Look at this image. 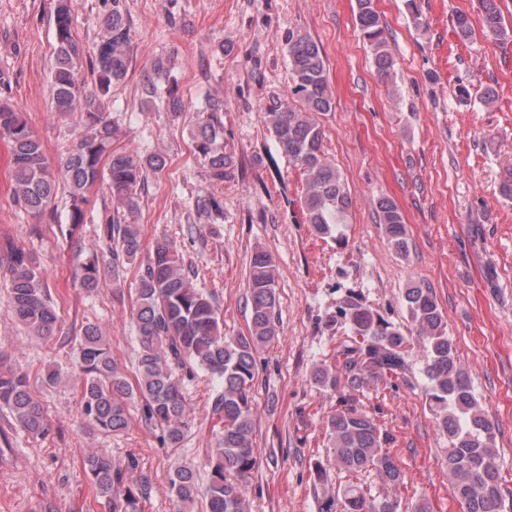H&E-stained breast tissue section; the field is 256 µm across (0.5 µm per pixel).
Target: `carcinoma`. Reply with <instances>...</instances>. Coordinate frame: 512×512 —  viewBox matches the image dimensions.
<instances>
[{
    "label": "carcinoma",
    "mask_w": 512,
    "mask_h": 512,
    "mask_svg": "<svg viewBox=\"0 0 512 512\" xmlns=\"http://www.w3.org/2000/svg\"><path fill=\"white\" fill-rule=\"evenodd\" d=\"M481 3L482 34L499 41L511 38L512 30L504 22L498 0ZM72 12V0H56L49 81L54 110L75 114L87 129L82 138L62 151V169L68 183V232L85 223L87 194L94 185L104 184L122 207L103 218V240L115 276L142 253L137 224L138 189L149 176L165 169L166 159L156 154L143 156L112 150L115 130L106 116V104L112 98V89L127 76L131 46V29L121 0H112V8L102 20L100 40L90 52L77 38ZM355 23L378 72L393 78L395 60L374 0H356ZM287 56L291 79L288 95L269 100L261 119L288 163L303 171L306 222L317 234L331 236L340 225L348 223L351 197L342 173L323 147L325 134L318 116L331 111L334 103L326 64L320 47L301 31L288 34ZM86 58L92 76L88 89L81 79ZM144 84L174 116L185 111L178 82L164 61L154 63L144 76ZM0 137L11 148L15 201L35 217L48 214L56 218L51 204L57 196L58 183L44 146L26 119L2 101ZM192 148L210 180L222 183L233 172L234 154L224 146V101L211 99L199 112ZM196 207L217 219L224 218L221 203L213 197L197 201ZM376 212L395 250L407 254L409 241L397 203L383 197L377 201ZM0 252L4 256L0 259V273L9 279L10 303L16 317L32 335H51L59 315L39 267L27 251L9 242L0 246ZM181 265L169 241L158 240L136 281L135 382H130L115 365L98 325L88 323L82 327L78 343L83 374L81 412L96 427L118 434L128 426L129 403L140 400L145 421L160 427L165 440L175 447L188 428L186 400L177 372L184 370L191 375L199 369L220 378L223 385L211 400L212 415L220 428L206 485L199 487L196 471L181 466L170 475L171 489L184 512L199 500L203 512H249L244 482L260 460L254 439L255 352L279 335L274 265L268 254L254 252L248 272L250 326L248 334L238 336L224 335L211 296L194 284ZM100 280L98 260L84 263L81 286L92 291ZM403 300L422 343L427 400L437 428L448 435L447 466L453 493L464 512H504L494 426L457 366L456 347L448 336L446 317L433 290L425 285L417 283L407 288ZM339 313L350 335L336 351V365L317 368L313 378L323 387L344 384L348 397L328 419L326 464L316 466L315 477L323 479L328 466L339 471L370 468L384 486L395 487L402 482V471L394 457L382 450L385 437L361 408L356 395L370 384L406 370L409 337L355 294L341 301ZM0 407L9 410L32 437L43 438L50 432L43 406L29 392L26 375L0 373ZM133 466L132 462L125 468L115 465L103 449L85 459L84 468L95 496L104 500L111 512H141L147 481L131 483L129 471ZM336 508L340 512H399L400 503L389 495L369 500L359 487L348 485L325 500L326 512Z\"/></svg>",
    "instance_id": "cac0c4a2"
}]
</instances>
